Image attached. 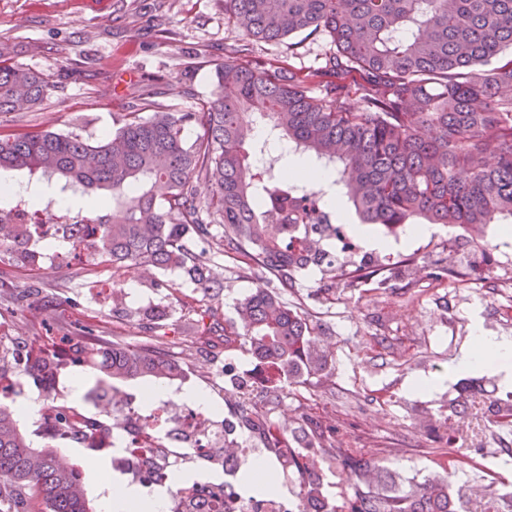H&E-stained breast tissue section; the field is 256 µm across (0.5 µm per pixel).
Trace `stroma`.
Listing matches in <instances>:
<instances>
[{
	"mask_svg": "<svg viewBox=\"0 0 512 512\" xmlns=\"http://www.w3.org/2000/svg\"><path fill=\"white\" fill-rule=\"evenodd\" d=\"M0 45L50 84L40 104L0 113V138L42 130L95 138L146 103L169 112L200 111L220 91L217 66L245 54L306 75L316 95L334 81L320 72L334 49L327 33L296 45L287 38L250 42L225 18L224 0H0ZM335 208L337 223L358 246L352 265L391 273L414 263L410 282L393 280L378 291L366 285L330 299L324 293L332 284L328 274L299 273L286 297L303 304L333 366L296 384L281 382V398L271 406L265 378L246 351L228 352L219 343L203 348L168 333L165 348L186 371L184 387L202 389L228 414L241 401L266 409L287 432L300 414H310L333 431L334 441L389 469L403 484L439 471L440 450L452 438L471 457L494 455L498 437L488 421L499 401L512 398V384L492 367L456 370L455 360L474 325L512 337L511 299L474 302L484 285L478 275L484 261H491L500 283L512 282V232L493 224L478 240L440 225L430 236L411 239L403 232L385 235L371 224L363 236L351 203L341 197ZM369 235L384 238L386 248H370ZM39 250L32 269L0 253V297L7 301L0 309V336L10 340L68 336L81 321L115 340L144 345L154 337L136 312L162 304L185 316L198 306L199 294L181 271L131 268L116 282L99 254L58 260L51 246ZM210 267L223 286L215 304L228 319L250 292L274 285L259 267L223 256L212 257ZM110 282L125 294L123 312H113L99 295ZM416 378L433 379L435 386L411 391ZM63 452L82 468L90 495L102 498L98 476L112 474L109 454L74 442Z\"/></svg>",
	"mask_w": 512,
	"mask_h": 512,
	"instance_id": "stroma-1",
	"label": "stroma"
}]
</instances>
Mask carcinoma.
Instances as JSON below:
<instances>
[{
    "mask_svg": "<svg viewBox=\"0 0 512 512\" xmlns=\"http://www.w3.org/2000/svg\"><path fill=\"white\" fill-rule=\"evenodd\" d=\"M224 15L254 41L328 33L336 51L325 68L338 77L357 75V99L341 92L313 96L294 70L243 59L217 69L223 90L200 112L156 110L148 118L133 112L94 140L48 130L1 138L0 170L109 192L112 213L91 210L74 231L93 236L90 247L112 265L114 282L131 266L179 269L211 301L217 281L204 252H196L200 243L267 270L277 290L257 289L220 328L205 322L217 310L202 309L184 332L208 346L224 333V351L249 352L270 374L267 394L277 399L274 382L321 374L332 362L316 343L308 313L281 291L311 266L345 278L347 287L368 273L341 272L329 248L341 230L325 191L253 162L255 129L262 123L314 164L337 169L336 183L364 224L393 233L418 219L477 230L512 220V0H224ZM49 90L40 73L0 63V113L35 106ZM188 122L203 129L191 144L183 136ZM195 177L212 182L209 198H196ZM15 210L0 208V250L15 265L31 267L40 258L35 225L12 223ZM144 319L156 329L169 325L171 315L157 305ZM62 342L67 347L59 357L74 342L82 364L100 373L87 400L108 397L120 383L184 376L181 363L160 348L95 336L86 325ZM21 358L23 375L49 388L58 364L31 344L0 342V378ZM76 412L55 407L44 438H76L70 420ZM19 417V407L0 398V512H96L80 466L57 448L34 446ZM303 422L294 448L247 405L237 408L235 420L224 419V431L263 438L268 461L298 475L295 498L255 489L247 496L254 507L274 500L279 512H467L451 482L461 449L448 448L443 472L402 488L392 473L346 449L322 447L321 426L308 416ZM338 465L354 477L339 504L326 474ZM249 486L241 465L233 484L220 490L224 512H244L238 498Z\"/></svg>",
    "mask_w": 512,
    "mask_h": 512,
    "instance_id": "1",
    "label": "carcinoma"
}]
</instances>
